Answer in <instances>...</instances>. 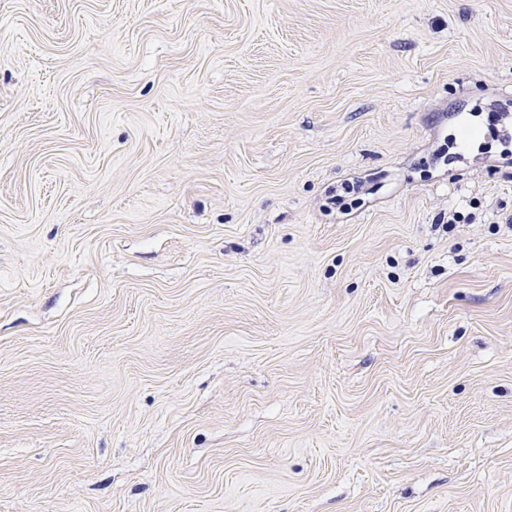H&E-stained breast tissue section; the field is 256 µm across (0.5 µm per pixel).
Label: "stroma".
I'll return each mask as SVG.
<instances>
[{
	"label": "stroma",
	"mask_w": 512,
	"mask_h": 512,
	"mask_svg": "<svg viewBox=\"0 0 512 512\" xmlns=\"http://www.w3.org/2000/svg\"><path fill=\"white\" fill-rule=\"evenodd\" d=\"M500 105L512 0H0V512H512Z\"/></svg>",
	"instance_id": "stroma-1"
}]
</instances>
